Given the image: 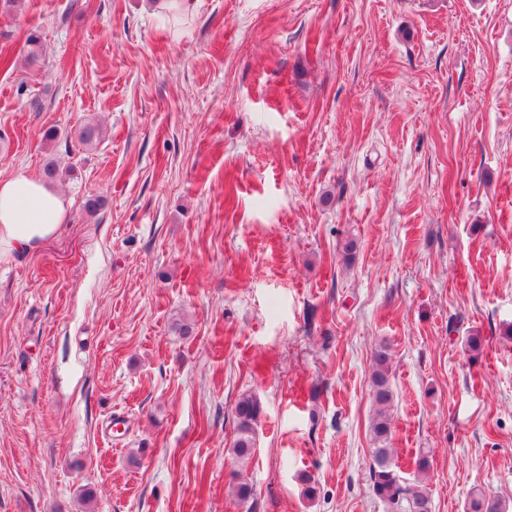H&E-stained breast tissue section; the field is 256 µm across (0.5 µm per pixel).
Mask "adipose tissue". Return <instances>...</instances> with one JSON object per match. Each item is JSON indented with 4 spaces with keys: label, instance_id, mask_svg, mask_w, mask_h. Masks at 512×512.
I'll list each match as a JSON object with an SVG mask.
<instances>
[{
    "label": "adipose tissue",
    "instance_id": "adipose-tissue-1",
    "mask_svg": "<svg viewBox=\"0 0 512 512\" xmlns=\"http://www.w3.org/2000/svg\"><path fill=\"white\" fill-rule=\"evenodd\" d=\"M66 219L64 196L20 170L0 179V257L38 250Z\"/></svg>",
    "mask_w": 512,
    "mask_h": 512
}]
</instances>
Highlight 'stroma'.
Instances as JSON below:
<instances>
[{
  "mask_svg": "<svg viewBox=\"0 0 512 512\" xmlns=\"http://www.w3.org/2000/svg\"><path fill=\"white\" fill-rule=\"evenodd\" d=\"M148 2L0 8V178L68 202L0 258V512H384L383 342L400 475L512 507V0ZM391 351L384 343L373 351L371 360V384L376 404L371 422L373 463L370 480L374 496L383 504L385 512H432L431 497L425 484L431 462L429 455L420 453L415 460L418 478L408 482L399 475L394 461L395 448L388 442L392 435L390 409L393 393L389 383ZM260 414V402L255 396L251 394L243 395L237 401L235 406L237 434L232 445V452L241 462L248 460L253 448H255L254 425L257 423Z\"/></svg>",
  "mask_w": 512,
  "mask_h": 512,
  "instance_id": "35a3bbf8",
  "label": "stroma"
}]
</instances>
